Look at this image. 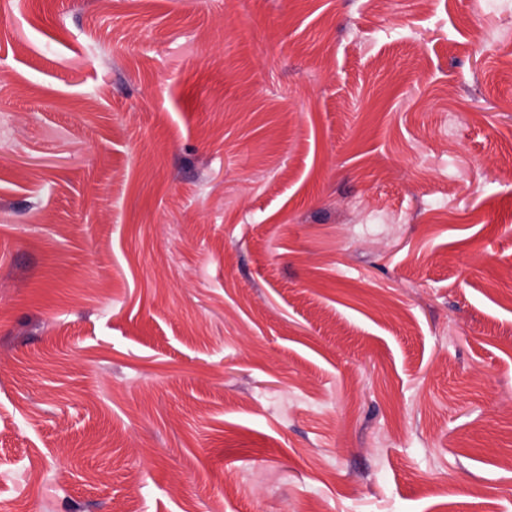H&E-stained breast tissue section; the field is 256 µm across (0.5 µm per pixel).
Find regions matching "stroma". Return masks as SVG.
<instances>
[{"mask_svg":"<svg viewBox=\"0 0 512 512\" xmlns=\"http://www.w3.org/2000/svg\"><path fill=\"white\" fill-rule=\"evenodd\" d=\"M512 512V0H0V512Z\"/></svg>","mask_w":512,"mask_h":512,"instance_id":"35a3bbf8","label":"stroma"}]
</instances>
